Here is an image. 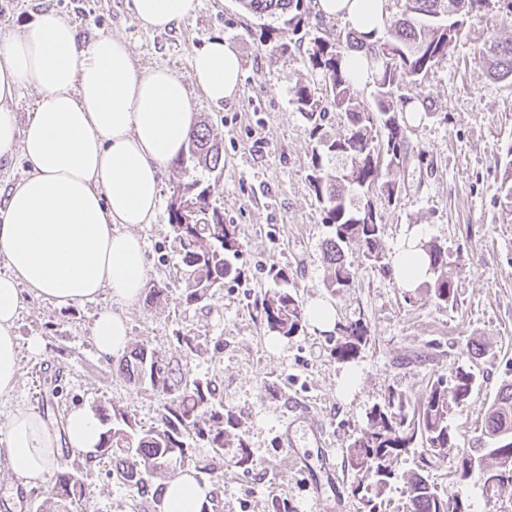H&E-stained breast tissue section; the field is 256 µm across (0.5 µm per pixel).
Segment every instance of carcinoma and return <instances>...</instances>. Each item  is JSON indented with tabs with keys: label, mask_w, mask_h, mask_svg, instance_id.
<instances>
[{
	"label": "carcinoma",
	"mask_w": 512,
	"mask_h": 512,
	"mask_svg": "<svg viewBox=\"0 0 512 512\" xmlns=\"http://www.w3.org/2000/svg\"><path fill=\"white\" fill-rule=\"evenodd\" d=\"M254 15L280 19L297 33L306 13V0H240ZM401 17L391 24L387 40H368L351 31L337 32L333 38H317L308 57L311 79L295 84L297 109L310 123V186L324 213L323 223L334 228V237L324 243L327 273L324 282L330 295H341L355 286L356 272L345 259V248L359 244L368 259L379 262L381 215L372 199L378 192L387 203L399 197L400 182L393 177L392 159L404 149L403 112L395 104V93L422 84L432 67L444 57L448 47L460 37L461 17L490 5L491 0H453L460 17L438 15L443 0H402ZM386 42L404 51L393 66H386L377 53ZM355 50L364 51L372 70L374 106L360 98L347 71L346 58ZM490 61L489 74L495 79H512V40L492 39L480 50ZM345 115L344 135L331 136L326 125L331 113ZM184 170L212 174L224 170L222 144L213 136L209 120L194 123L187 144L176 159ZM215 185L193 177L179 184L168 203L169 222L182 267L179 303L193 305L237 276L233 259L240 252L237 227L224 223L223 212L211 197ZM192 200L193 210L185 202ZM432 272L430 284L436 303L454 306L458 292L448 277V253L433 242L422 244ZM274 290L262 303L264 328L272 336H294L303 330L306 314L303 303L290 291L292 284L285 268H272ZM336 357L354 358L369 341L368 328L359 320L338 322ZM128 380L144 384L166 396L158 425L137 431L126 414L114 409L102 414L106 425L97 448L99 455L117 459L119 473L136 488L139 496H151L161 504V495L151 490L145 476L167 473L173 478L189 460L190 441L208 443L214 451L224 447L228 431L235 427L232 415L216 408L218 389L211 383L189 380L167 357L144 346L134 349L122 364ZM476 375L464 368L446 380L432 381L424 399L411 417L392 411L395 397L376 406L369 427L357 436L347 451V462L357 476L353 493L360 497L362 512H376L379 499L394 476V462L408 448L420 443L432 454H442L455 446V434L448 424V412L463 405L473 391ZM480 445L463 452L455 464L456 478L482 486L489 498L512 490V382H503L491 401L481 428ZM407 512H472L471 505L457 496L439 494L420 474L407 481ZM54 501L43 504L44 512L65 509L86 500L84 484L74 470L55 473Z\"/></svg>",
	"instance_id": "carcinoma-1"
}]
</instances>
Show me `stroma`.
Wrapping results in <instances>:
<instances>
[{
  "label": "stroma",
  "mask_w": 512,
  "mask_h": 512,
  "mask_svg": "<svg viewBox=\"0 0 512 512\" xmlns=\"http://www.w3.org/2000/svg\"><path fill=\"white\" fill-rule=\"evenodd\" d=\"M44 7L75 24L83 42L107 34L124 38L140 69L163 65L189 78L194 50L215 38L231 43L241 60L237 99L216 106L202 95L194 97L196 114L210 117L223 142L224 170L212 201L225 223L237 227L238 275L198 305L171 296L121 308L129 347L147 346L177 361L188 379L216 384L224 410L238 420L221 452L199 441L189 450L193 460L209 465L200 474L211 490L209 512H272L278 498L287 500L288 512H361L346 454L368 427L372 408L393 397L402 412L412 413L428 382L461 368L472 370L477 380L464 405L448 415L454 448L440 455L422 447L403 452L378 501L379 512H405L406 478L417 470L439 493H458L474 512H512V498H487L479 486L457 482L454 475L458 456L475 445L496 390L512 380V200L501 188L512 149V81L491 79L479 54L490 38L512 40V12L492 5L465 17L461 37L421 86L410 90L424 108L417 121L405 124L407 162L396 173L401 196L395 204H379L381 261H368L359 246H350L346 259L356 272L355 286L333 298L324 286L323 243L331 230L309 184L311 127L298 112L292 89L309 77L314 37L335 33L342 22L321 27L317 13H310L283 53L277 47L278 20L264 22L239 0H198L179 27L154 33L139 27L128 0H0V36L20 33ZM188 178L168 163L154 222L132 227L146 243L148 283H177L180 262L167 204L176 185ZM417 227L448 252L456 306L437 304L427 285L399 287L385 268L397 243ZM274 266L287 269L303 303L332 301L337 320L367 325L370 340L354 359H337L335 334L309 324L270 346L260 311L273 287L268 271ZM111 304L105 295L60 308L27 296L17 322L19 384L0 399V423L18 407L41 412L58 434L76 408L96 413L118 407L142 430L158 423L162 397L129 383L118 359L96 354L92 322ZM183 335L194 337L197 351L185 350ZM36 336L43 342L38 354L28 347ZM474 339L487 346L476 360L467 354ZM351 369L357 382L347 392L342 378ZM52 388L57 398L42 406V392ZM293 397L311 408L334 452L339 483L319 495L309 471L278 443ZM244 451L251 467L238 463ZM56 463L78 470L87 489L85 507L73 512H157L152 500L136 496L109 457L89 463L65 446Z\"/></svg>",
  "instance_id": "35a3bbf8"
}]
</instances>
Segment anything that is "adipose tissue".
Listing matches in <instances>:
<instances>
[{
    "label": "adipose tissue",
    "instance_id": "1",
    "mask_svg": "<svg viewBox=\"0 0 512 512\" xmlns=\"http://www.w3.org/2000/svg\"><path fill=\"white\" fill-rule=\"evenodd\" d=\"M196 0H130L147 30L186 21ZM388 0H316L318 12L361 35L385 25ZM234 47L216 39L196 49L191 81L164 66L137 70L128 43L109 35L82 44L78 30L54 9L39 11L20 34L0 37V158L21 153L26 177L0 203V398L18 384L16 321L24 292L59 306L94 300L109 291L115 304L135 302L146 285L143 244L129 232L149 224L159 203V175L193 126V90L218 104L240 90ZM37 92L25 126L13 111L23 90ZM424 233L414 230L392 254L396 282L405 289L429 279ZM99 355L123 354L128 328L114 308L92 326ZM102 427L88 409L72 410L63 435L21 408L0 425V458L25 484H43L58 455V440L75 452L96 450ZM210 489L189 472L167 481L161 512H204Z\"/></svg>",
    "mask_w": 512,
    "mask_h": 512
}]
</instances>
